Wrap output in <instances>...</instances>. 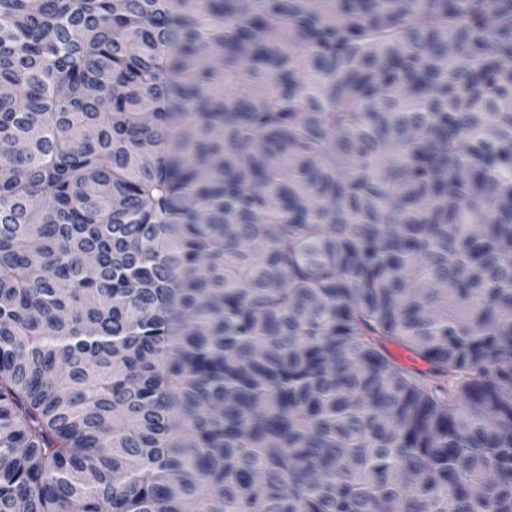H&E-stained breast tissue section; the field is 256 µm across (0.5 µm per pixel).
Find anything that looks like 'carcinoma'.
I'll list each match as a JSON object with an SVG mask.
<instances>
[{
	"mask_svg": "<svg viewBox=\"0 0 512 512\" xmlns=\"http://www.w3.org/2000/svg\"><path fill=\"white\" fill-rule=\"evenodd\" d=\"M1 144L0 512H512V0H0Z\"/></svg>",
	"mask_w": 512,
	"mask_h": 512,
	"instance_id": "1",
	"label": "carcinoma"
}]
</instances>
